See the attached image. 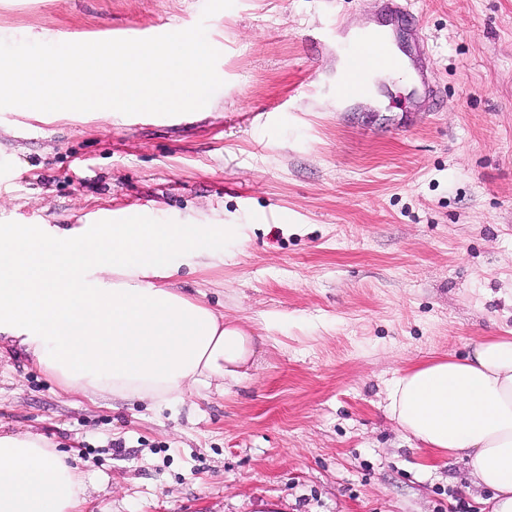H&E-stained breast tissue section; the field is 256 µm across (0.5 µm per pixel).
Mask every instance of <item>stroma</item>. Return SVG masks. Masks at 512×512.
Here are the masks:
<instances>
[{
    "instance_id": "1",
    "label": "stroma",
    "mask_w": 512,
    "mask_h": 512,
    "mask_svg": "<svg viewBox=\"0 0 512 512\" xmlns=\"http://www.w3.org/2000/svg\"><path fill=\"white\" fill-rule=\"evenodd\" d=\"M407 3L389 39L428 57L431 103L383 70L336 94L337 26L384 25L386 0H235L206 19L223 85L199 111L0 109V225H239L169 283L278 323L248 379L175 410L64 391L0 342V435L77 457L80 512H482L488 490L385 404L402 371L512 331V0ZM204 4L0 0V40L144 39Z\"/></svg>"
}]
</instances>
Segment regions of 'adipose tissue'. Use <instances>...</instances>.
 Returning a JSON list of instances; mask_svg holds the SVG:
<instances>
[{
	"label": "adipose tissue",
	"instance_id": "obj_1",
	"mask_svg": "<svg viewBox=\"0 0 512 512\" xmlns=\"http://www.w3.org/2000/svg\"><path fill=\"white\" fill-rule=\"evenodd\" d=\"M234 224L0 225V336L63 388L156 405L187 386L240 381L267 336L164 284L175 256L206 265ZM386 412L436 454L463 461L512 512V336L474 343L464 358L406 370ZM71 458L40 435L0 436V512H78L89 491Z\"/></svg>",
	"mask_w": 512,
	"mask_h": 512
}]
</instances>
